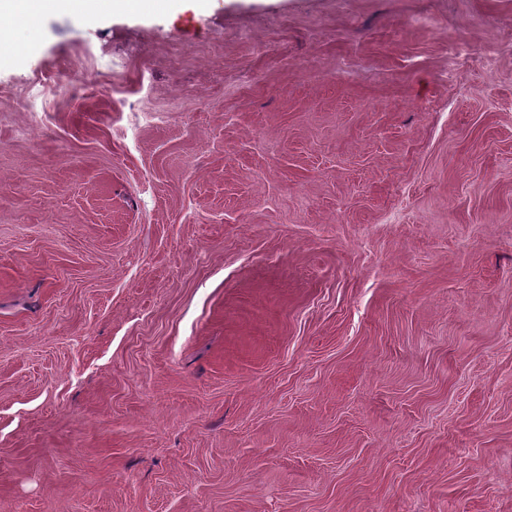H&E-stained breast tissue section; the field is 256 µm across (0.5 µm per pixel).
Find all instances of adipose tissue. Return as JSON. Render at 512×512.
<instances>
[{
	"mask_svg": "<svg viewBox=\"0 0 512 512\" xmlns=\"http://www.w3.org/2000/svg\"><path fill=\"white\" fill-rule=\"evenodd\" d=\"M132 4L133 0H0V45H14L16 31L37 26L49 14L83 19Z\"/></svg>",
	"mask_w": 512,
	"mask_h": 512,
	"instance_id": "adipose-tissue-1",
	"label": "adipose tissue"
}]
</instances>
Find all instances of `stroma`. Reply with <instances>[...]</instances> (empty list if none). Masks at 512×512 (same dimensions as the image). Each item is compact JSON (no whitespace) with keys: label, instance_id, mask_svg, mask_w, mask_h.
Returning <instances> with one entry per match:
<instances>
[{"label":"stroma","instance_id":"obj_1","mask_svg":"<svg viewBox=\"0 0 512 512\" xmlns=\"http://www.w3.org/2000/svg\"><path fill=\"white\" fill-rule=\"evenodd\" d=\"M0 512H512V0L45 16Z\"/></svg>","mask_w":512,"mask_h":512}]
</instances>
